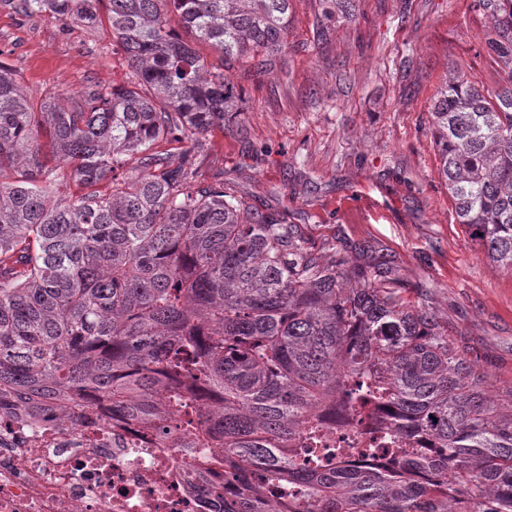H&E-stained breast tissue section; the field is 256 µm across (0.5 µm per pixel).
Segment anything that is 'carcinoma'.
Returning a JSON list of instances; mask_svg holds the SVG:
<instances>
[{"mask_svg": "<svg viewBox=\"0 0 512 512\" xmlns=\"http://www.w3.org/2000/svg\"><path fill=\"white\" fill-rule=\"evenodd\" d=\"M103 1L133 87L35 104L0 62V413L72 423L91 392L167 439L174 419L236 475L224 512H512V386L383 257L318 249L202 179L194 149L241 110L226 72L285 54L292 0H18L84 25ZM473 7L506 78L438 91V177L512 271V0ZM189 140L176 163L154 150ZM61 166L74 199L55 196ZM369 411L385 464L327 445L328 425Z\"/></svg>", "mask_w": 512, "mask_h": 512, "instance_id": "obj_1", "label": "carcinoma"}]
</instances>
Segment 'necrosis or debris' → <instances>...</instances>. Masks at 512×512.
<instances>
[{
    "mask_svg": "<svg viewBox=\"0 0 512 512\" xmlns=\"http://www.w3.org/2000/svg\"><path fill=\"white\" fill-rule=\"evenodd\" d=\"M100 411L94 426L0 417V512H224V473Z\"/></svg>",
    "mask_w": 512,
    "mask_h": 512,
    "instance_id": "necrosis-or-debris-1",
    "label": "necrosis or debris"
}]
</instances>
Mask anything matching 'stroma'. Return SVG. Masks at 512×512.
Returning <instances> with one entry per match:
<instances>
[{
  "mask_svg": "<svg viewBox=\"0 0 512 512\" xmlns=\"http://www.w3.org/2000/svg\"><path fill=\"white\" fill-rule=\"evenodd\" d=\"M488 18L471 0H293L288 50L264 73L232 70L245 135L213 131L206 182L280 214L305 238L354 256L368 244L396 265L405 297L428 304L495 386L512 385V272L458 223L438 178L436 94L450 73L492 90ZM0 61L32 101L68 103L88 86H130L108 29L0 0Z\"/></svg>",
  "mask_w": 512,
  "mask_h": 512,
  "instance_id": "obj_1",
  "label": "stroma"
}]
</instances>
